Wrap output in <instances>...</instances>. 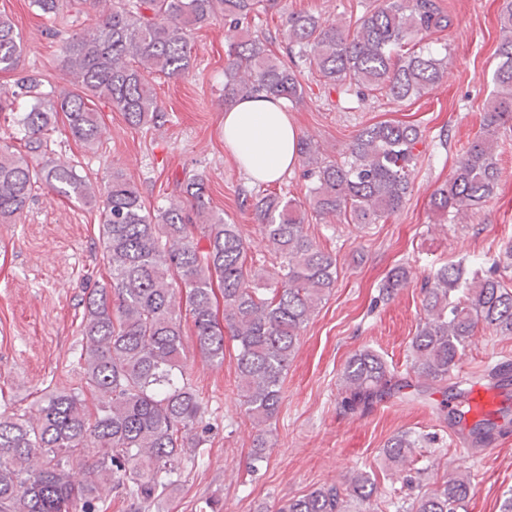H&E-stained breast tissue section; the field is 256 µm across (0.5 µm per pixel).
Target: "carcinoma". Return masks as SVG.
Here are the masks:
<instances>
[{
	"label": "carcinoma",
	"mask_w": 512,
	"mask_h": 512,
	"mask_svg": "<svg viewBox=\"0 0 512 512\" xmlns=\"http://www.w3.org/2000/svg\"><path fill=\"white\" fill-rule=\"evenodd\" d=\"M74 0H32L56 15ZM260 0H123L101 11L92 27L64 47L72 89L42 90L43 79L25 75L0 90V114L9 113L17 143L0 144V224H18L33 198L49 190L100 210L99 237L109 274L89 270L81 303L82 373L67 391L43 392L34 414H0V512H100L104 483L123 488L136 512L151 507L176 473L190 440L209 431L202 400L183 354L182 314L191 317L197 346L209 362L224 363L227 342L236 349L237 395L261 426L277 414L288 365L301 332L336 283V259L305 233L308 213L344 216L352 224H378L410 195L423 143L410 122L363 127L339 160L322 158L311 137L298 141V163L310 182L308 202L277 194L245 195L281 259L271 286L252 272L249 247L234 224L211 205L206 181L176 182V199L147 207L138 187L116 171L100 188L79 162L55 157L50 135L63 125L86 150L101 137L103 101L133 126L163 119L149 75L189 73L196 28L224 17V107L244 96L291 103L304 89L288 63L268 52L265 39L241 28ZM494 91L485 105V134L460 150L454 172L430 195L440 214L467 213L493 196L500 177L498 128L512 123V0L499 16ZM448 15L436 0H383L356 20V33L307 13L288 18L289 50L324 84H355L397 101L418 97L439 83L448 53L426 43L445 29ZM24 50L12 20L0 14V72L17 69ZM26 100L25 110L15 105ZM202 230L207 245L195 237ZM403 267L381 286L390 296L408 284ZM188 288L186 306L178 284ZM420 322L411 341L410 371L418 379L446 382L478 327L512 336V281L492 274L472 280L462 266H440L421 286ZM374 352L356 351L342 374L348 410L366 407L398 386ZM420 440L401 432L383 449L396 473L415 470ZM84 471L81 479L74 470ZM375 483L357 472L292 498L280 512H379ZM472 493L464 475L422 486L409 512H466Z\"/></svg>",
	"instance_id": "1"
}]
</instances>
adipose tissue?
I'll return each mask as SVG.
<instances>
[{
    "instance_id": "obj_1",
    "label": "adipose tissue",
    "mask_w": 512,
    "mask_h": 512,
    "mask_svg": "<svg viewBox=\"0 0 512 512\" xmlns=\"http://www.w3.org/2000/svg\"><path fill=\"white\" fill-rule=\"evenodd\" d=\"M299 134L281 100L245 98L224 113V146L254 180L273 182L296 162Z\"/></svg>"
}]
</instances>
